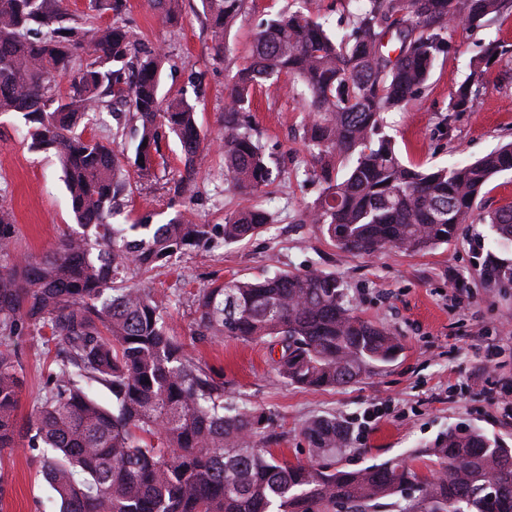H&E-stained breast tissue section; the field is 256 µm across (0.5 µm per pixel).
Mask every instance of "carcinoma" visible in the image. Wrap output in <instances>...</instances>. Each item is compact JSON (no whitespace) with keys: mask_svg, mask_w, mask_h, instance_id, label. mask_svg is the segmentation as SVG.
Instances as JSON below:
<instances>
[{"mask_svg":"<svg viewBox=\"0 0 512 512\" xmlns=\"http://www.w3.org/2000/svg\"><path fill=\"white\" fill-rule=\"evenodd\" d=\"M165 19L180 0H151ZM351 33L329 30L303 6L262 22L249 61L226 88L224 176L248 204L224 217L221 234L179 208L163 224L146 216L111 222L127 179L114 146L78 129L105 110L123 108L138 135L133 165L150 173L160 130L179 139L184 173L171 187L186 202L195 158L205 148L196 105L160 93L165 53L138 47L124 22L85 27L64 0H0V114L22 117L34 148L59 160L78 229L41 261L16 252L13 216L0 208V334L47 332L57 348L44 392L25 423L16 352L0 350V452L40 451V472L59 512H512V448L473 429L450 428L425 455L420 471L405 461L358 469L292 462L253 439L264 414L224 404V382L201 368L167 330L165 303L129 281L170 264L201 244L249 240L277 222L259 196L274 181L249 114L253 87L282 76L306 101L303 139L310 162L295 177L321 191L307 206L337 247L370 255L409 254L447 244L473 222L489 180L512 169V142L473 163L419 170L397 155L384 115L423 94L431 66L451 50L456 21L478 27L512 0H355ZM245 0H202L215 38L244 11ZM122 0H88L87 11L118 12ZM395 45L397 55L387 50ZM91 51V59L81 56ZM485 46L450 110L473 108L491 58ZM65 78L68 91L57 90ZM512 240V201L484 216ZM486 278L512 288V263L490 261ZM201 340H269L281 380L309 388L348 385L394 360L403 345L358 315L343 281L316 267L236 279L197 294ZM112 403L99 401L94 385ZM312 455L342 452L347 433L334 417L303 428Z\"/></svg>","mask_w":512,"mask_h":512,"instance_id":"obj_1","label":"carcinoma"}]
</instances>
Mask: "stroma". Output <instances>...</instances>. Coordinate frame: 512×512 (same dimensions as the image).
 I'll use <instances>...</instances> for the list:
<instances>
[{"instance_id": "obj_1", "label": "stroma", "mask_w": 512, "mask_h": 512, "mask_svg": "<svg viewBox=\"0 0 512 512\" xmlns=\"http://www.w3.org/2000/svg\"><path fill=\"white\" fill-rule=\"evenodd\" d=\"M124 3L121 15L106 11L96 22H129L143 43L164 48L161 90L196 103L197 123L209 142L196 163L192 217L201 224L223 223L226 213L246 202L224 180V86L247 60L257 25L295 7L296 0H246L242 16L224 35L225 54L216 49L201 0H181L173 24L161 19L149 0ZM492 41L512 49V12L478 27H456L453 48L434 61L423 97L387 113L386 131L404 162L425 168L472 162L512 140L511 61L484 73L472 110L449 108L474 56ZM250 111L280 171L267 203L280 211V221L244 243L191 249L146 273L144 281L156 294L170 297V335L197 364L222 376L225 398L267 415L255 447L308 461L302 427L322 416L335 417L351 431L349 447L334 459L340 468L410 458L454 426L481 430L512 446V417L495 390L497 381L512 377V291H501L481 274L487 254L512 261V241L497 240L490 225L476 223L464 225L455 241L417 255L342 250L318 225L303 221L320 187L294 176L308 157L300 98L287 92L284 82L268 81L254 89ZM161 152L164 162L149 176L131 173L132 191L115 223L149 213L161 224L173 215L170 187L182 168L178 139H163ZM0 206L14 216L18 251L37 259L54 251L75 226L56 158L32 148L23 120L14 114L0 116ZM313 264L344 280L361 317L400 336L403 350L394 361L344 387L303 388L279 378L269 343L196 338L195 294L204 284L303 271ZM5 346L20 360L24 387L18 414L24 418L43 392L51 357L33 332ZM58 510L38 473L35 451L0 454V512Z\"/></svg>"}]
</instances>
